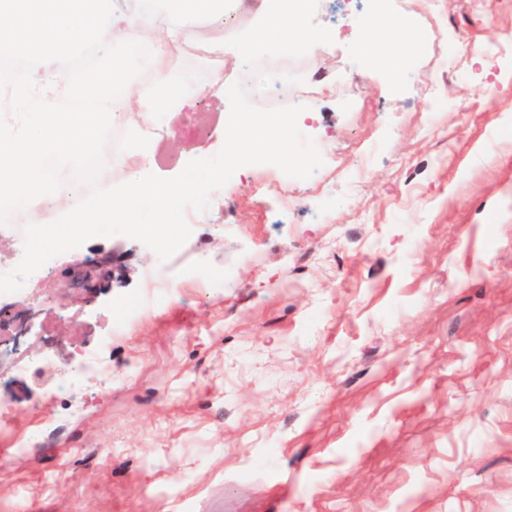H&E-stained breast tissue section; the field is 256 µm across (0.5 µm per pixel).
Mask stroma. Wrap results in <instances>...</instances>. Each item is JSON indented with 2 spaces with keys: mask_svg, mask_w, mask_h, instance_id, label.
Returning <instances> with one entry per match:
<instances>
[{
  "mask_svg": "<svg viewBox=\"0 0 512 512\" xmlns=\"http://www.w3.org/2000/svg\"><path fill=\"white\" fill-rule=\"evenodd\" d=\"M380 3L423 45L409 76L367 75L368 33L319 0L336 40L304 64L320 92L302 126L322 167L237 170L166 303L143 278L154 251L82 245L117 256L118 280L95 298L59 287L61 304L93 328L117 297L145 314L99 346L112 383L82 391L80 415L28 377L0 390V512H512V0L359 7ZM185 67L210 133L166 114L172 162L148 166L164 178L214 156L244 73L191 50L170 61ZM45 422L55 437L19 453Z\"/></svg>",
  "mask_w": 512,
  "mask_h": 512,
  "instance_id": "1",
  "label": "stroma"
}]
</instances>
